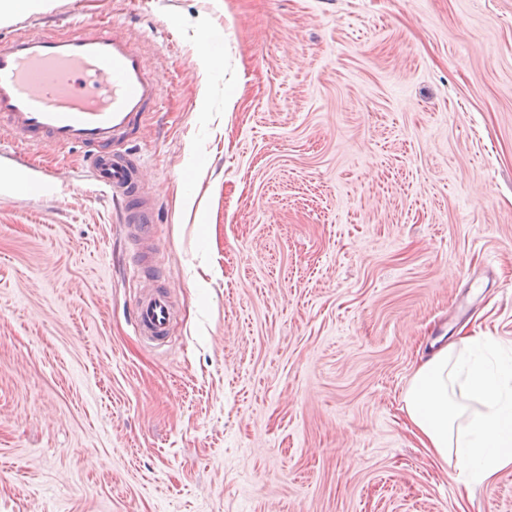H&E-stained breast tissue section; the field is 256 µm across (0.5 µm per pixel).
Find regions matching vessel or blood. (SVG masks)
Masks as SVG:
<instances>
[{
    "mask_svg": "<svg viewBox=\"0 0 512 512\" xmlns=\"http://www.w3.org/2000/svg\"><path fill=\"white\" fill-rule=\"evenodd\" d=\"M162 98L140 47L109 20L65 34L0 35V136L18 154L80 148L88 176L124 209L135 237H151L154 206L126 142ZM175 317L169 291L141 290L136 336L161 349Z\"/></svg>",
    "mask_w": 512,
    "mask_h": 512,
    "instance_id": "vessel-or-blood-1",
    "label": "vessel or blood"
}]
</instances>
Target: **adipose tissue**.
Segmentation results:
<instances>
[{
  "mask_svg": "<svg viewBox=\"0 0 512 512\" xmlns=\"http://www.w3.org/2000/svg\"><path fill=\"white\" fill-rule=\"evenodd\" d=\"M497 343L492 336H464L432 351L402 395L414 437L434 461L456 456L466 483H490L512 467V362L472 352Z\"/></svg>",
  "mask_w": 512,
  "mask_h": 512,
  "instance_id": "obj_1",
  "label": "adipose tissue"
}]
</instances>
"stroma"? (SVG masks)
<instances>
[{"instance_id":"1","label":"stroma","mask_w":512,"mask_h":512,"mask_svg":"<svg viewBox=\"0 0 512 512\" xmlns=\"http://www.w3.org/2000/svg\"><path fill=\"white\" fill-rule=\"evenodd\" d=\"M163 88L129 148L175 342L80 149L0 158V512H512L404 428L432 344L512 343V0H37ZM26 171L37 197L14 192ZM174 317L170 292L155 286L143 288L132 307L135 335L157 349L169 344Z\"/></svg>"}]
</instances>
